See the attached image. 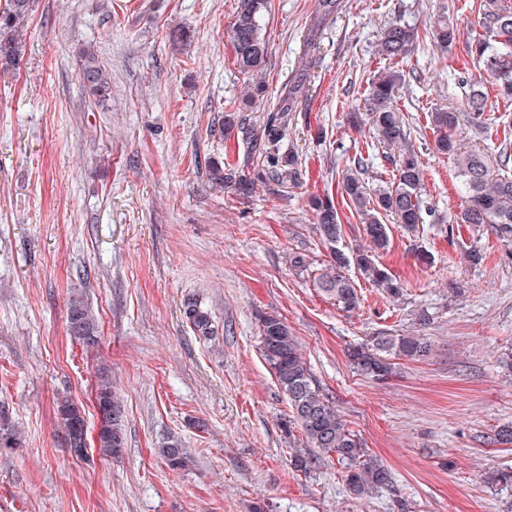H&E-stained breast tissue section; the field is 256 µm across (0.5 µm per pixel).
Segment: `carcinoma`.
Returning a JSON list of instances; mask_svg holds the SVG:
<instances>
[{"mask_svg":"<svg viewBox=\"0 0 512 512\" xmlns=\"http://www.w3.org/2000/svg\"><path fill=\"white\" fill-rule=\"evenodd\" d=\"M33 6L34 0H8L7 7L0 11V72L18 65L23 48L18 28ZM268 12L269 0H240L229 35L235 65L251 79L253 96L264 93L265 84L260 75L267 56L264 29ZM478 12L485 33L472 37L470 47L483 68L501 82L503 94L507 96L512 93V0H479ZM429 34L447 51L459 39L461 31L445 10L430 20ZM418 40L415 26L401 20L391 21L381 32L378 53L385 60L399 63L414 51ZM79 59L78 75L88 99L97 107L107 106L112 101L109 72L91 47L82 49ZM401 89L402 75L389 68L371 82L363 108L349 113L350 122L369 124L374 144L399 150L392 179L385 186L370 190L358 170L350 169L341 177V197L353 205L369 244L349 254L339 249L342 224L337 207L328 197L316 198L311 202L316 217L314 231L329 249L330 261L318 269L305 253L297 251L289 256V265L296 274L307 276L321 293L334 299L346 312L360 305L355 284L344 274V269L350 265L387 295L396 298L402 294L401 284L376 259V253L389 245L385 218H392L411 234L418 232L422 224L441 223L433 206L422 197L420 156L412 143L409 124L397 106ZM484 99L485 93L472 87L466 95L464 110L436 109L428 113L429 124L437 133V151L452 161L455 177L465 194L463 208L448 216V223L474 227L488 224L502 242L509 243L512 242V174L506 171L507 152L494 154L488 147L467 146L457 135L462 123L483 129ZM290 122L287 106L260 120L240 111L225 112L224 129L237 130L251 145V150L233 165L208 167L211 183L221 188L231 187L242 195L250 193L259 183L272 186L280 193L298 186L302 159L293 149L284 148ZM184 314L200 335L213 333L211 316L197 302H187ZM67 331L71 339L88 352L100 345L97 317L80 294L68 299ZM260 345L279 388L288 397L290 414L284 419L283 430L291 438L294 429H299L307 444L305 449L292 448V467L305 475L311 473L319 457L311 454L310 449L318 448L325 454L336 455L345 468V480L353 496L361 499L391 486L388 468L367 453L336 406L316 384L292 332L280 316H261ZM431 351L432 343L426 336L379 332L350 347L347 358L358 372L385 380L395 374L397 361H419ZM95 399L116 413L124 412L123 402L113 390L112 379L105 370L99 371ZM82 414L81 408L69 398L57 400L56 419L70 452L81 458L92 444L103 458L120 455L124 448V420L99 426L94 440L90 441ZM18 444L19 432L1 410L0 447L13 448ZM158 454L172 470H185L193 464L192 457L177 438H166ZM486 480L491 486L512 488V468L489 471Z\"/></svg>","mask_w":512,"mask_h":512,"instance_id":"cac0c4a2","label":"carcinoma"}]
</instances>
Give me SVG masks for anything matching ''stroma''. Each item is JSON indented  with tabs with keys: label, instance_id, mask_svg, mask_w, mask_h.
<instances>
[{
	"label": "stroma",
	"instance_id": "1",
	"mask_svg": "<svg viewBox=\"0 0 512 512\" xmlns=\"http://www.w3.org/2000/svg\"><path fill=\"white\" fill-rule=\"evenodd\" d=\"M238 2L36 0L24 53L0 73V409L20 436L0 448V512H507L512 490L485 476L512 467V446L492 441L512 423V372L501 363L512 352V245L487 225L427 224L414 236L390 225L377 260L404 295L391 300L348 268L360 297L352 313L288 264L295 251L318 265L329 257L312 229L314 196L334 198L343 251L366 242L338 180L358 163L370 187L392 178V150L372 148L369 129L346 120L388 66L378 54L388 22L422 28L448 8L461 31L445 53L420 37L399 64L398 106L425 199L444 215L463 203L428 114L463 107L468 86L485 92L489 126L463 127L465 142L512 150V100L469 52L473 0H342L330 13L320 0H271L266 93L253 112L276 111L282 88L306 77L287 141L302 176L285 197L261 184L243 196L207 178L208 164L246 149L223 133L225 111L248 92L228 41ZM89 45L112 76L104 109L78 80ZM74 293L99 320L96 352L67 333ZM190 299L211 312L214 335L194 332ZM266 313L285 319L323 392L389 467L390 488L352 498L333 457L307 475L292 468L288 400L259 348ZM416 330L433 341L431 355L401 362L388 380L360 374L345 355L377 332ZM102 369L123 399L126 445L112 459L92 448L79 459L55 402L79 404L96 433ZM169 435L193 456L190 469L161 460Z\"/></svg>",
	"mask_w": 512,
	"mask_h": 512
}]
</instances>
